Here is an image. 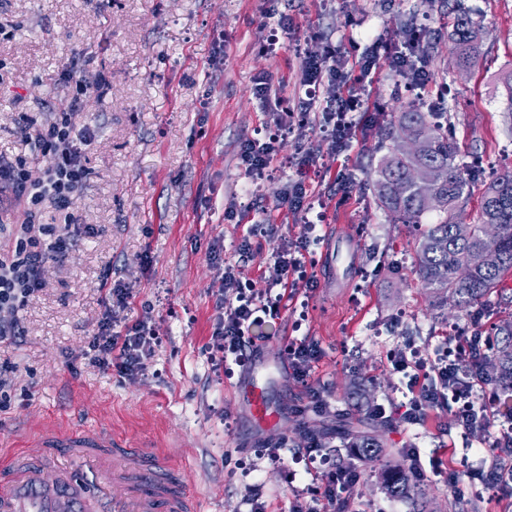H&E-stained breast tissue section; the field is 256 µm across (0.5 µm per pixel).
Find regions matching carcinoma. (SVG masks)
Returning a JSON list of instances; mask_svg holds the SVG:
<instances>
[{"instance_id": "obj_1", "label": "carcinoma", "mask_w": 512, "mask_h": 512, "mask_svg": "<svg viewBox=\"0 0 512 512\" xmlns=\"http://www.w3.org/2000/svg\"><path fill=\"white\" fill-rule=\"evenodd\" d=\"M484 32L469 12H459L449 36V58L458 68L474 66L481 56ZM443 115L422 112L412 105L392 116L388 153L378 166L376 197L379 205L404 224H420L426 213L429 190L438 196L440 220L425 225L414 243L416 272L422 287L441 304L453 297L457 312H466L499 287L512 272V170H505L481 184L478 209L466 215L474 193L467 168L458 160L459 147ZM407 138L421 150L403 154L398 145ZM497 225L496 237L485 234ZM495 262L485 261L487 254ZM496 356L493 381L512 392V317L495 328ZM336 434L351 443L362 458L376 456L380 441L354 425L352 418L336 415ZM383 489L391 496L415 500L422 495L411 470L394 467L382 474Z\"/></svg>"}]
</instances>
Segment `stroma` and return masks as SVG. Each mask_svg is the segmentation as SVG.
<instances>
[{
    "mask_svg": "<svg viewBox=\"0 0 512 512\" xmlns=\"http://www.w3.org/2000/svg\"><path fill=\"white\" fill-rule=\"evenodd\" d=\"M484 31L473 68L448 64L451 19L444 0H0V157L22 161L31 177L45 166L18 132L23 114L48 117L50 79L76 61L85 81L106 78L77 123L96 144L87 155L89 177L71 210L94 227L67 259L49 264L45 288L21 313L24 342L0 343V364L14 366L9 399L0 409V448L35 456L34 438L46 422L104 432L131 447L161 449L198 493L204 512H250L261 489L266 512H289L297 491L317 472L352 468L359 475L353 512H413L389 496L380 476L410 467L416 448L427 473V512H512V488L487 489L481 473L502 461L495 432L472 441L457 424V405L440 399L421 423L397 414L408 401L410 371L393 370V351L424 349L441 356L448 334L471 333L472 315L439 317L414 266L419 229L394 221L378 204L373 185L387 153L389 118L401 106L448 96L449 118L465 165L512 167V120L504 110L501 76L512 70V0H463ZM428 30L429 83L408 90L395 72L372 85L366 129L340 145L311 124L303 136L278 128L303 89L301 60L325 43L357 61L372 41L397 43ZM268 80L275 99L262 101L256 84ZM275 138L270 175L252 179L240 165L245 141ZM319 158L305 181L323 213L291 210L280 199L296 173L292 158ZM274 230L253 237L258 222ZM316 223L308 242L311 295L297 294L279 317L263 318L248 334L259 347L246 365L227 360L214 370L209 342L220 284L212 260L238 266L244 285L264 287L284 240ZM250 240L252 251L239 247ZM109 279L132 295L118 310L116 328L151 315L162 343L141 371L121 375L92 366L84 356L105 311L99 285ZM512 313V277L487 296L480 324L491 335ZM317 346L312 378L333 408L377 430L384 452L358 458L329 439L323 461L305 456L313 413H298L303 389L288 375L284 349ZM262 387L278 423L260 427L238 393L248 381ZM383 404L386 415L367 418ZM282 444L273 464L265 448Z\"/></svg>",
    "mask_w": 512,
    "mask_h": 512,
    "instance_id": "35a3bbf8",
    "label": "stroma"
}]
</instances>
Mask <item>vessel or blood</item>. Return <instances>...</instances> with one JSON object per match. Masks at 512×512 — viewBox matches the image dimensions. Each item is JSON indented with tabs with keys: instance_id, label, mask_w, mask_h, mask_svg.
<instances>
[{
	"instance_id": "obj_1",
	"label": "vessel or blood",
	"mask_w": 512,
	"mask_h": 512,
	"mask_svg": "<svg viewBox=\"0 0 512 512\" xmlns=\"http://www.w3.org/2000/svg\"><path fill=\"white\" fill-rule=\"evenodd\" d=\"M246 397L259 424L277 421L261 387ZM36 440L41 461L0 455V512H201L180 471L152 449L71 426L42 427Z\"/></svg>"
}]
</instances>
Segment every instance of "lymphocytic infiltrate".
Here are the masks:
<instances>
[{
	"instance_id": "1",
	"label": "lymphocytic infiltrate",
	"mask_w": 512,
	"mask_h": 512,
	"mask_svg": "<svg viewBox=\"0 0 512 512\" xmlns=\"http://www.w3.org/2000/svg\"><path fill=\"white\" fill-rule=\"evenodd\" d=\"M384 69L395 71L410 84L426 81L427 69L417 54L415 35H408L399 45L375 43L367 55L353 63L347 62L335 46H326L322 53L303 59L300 83L320 90L323 118L343 138L352 133L353 114L363 106L369 86ZM54 87L58 94L49 120L41 122L29 117L21 127L22 135L31 136L35 149L46 160L41 177L30 179L17 162L0 157V210L11 209L19 202L24 205L22 221L0 225V234L9 242L8 250L0 251V343H17L23 338L20 313L43 290L45 264L64 259L81 236L94 232L91 226L74 224L70 213L73 197L88 177L85 160L95 141L93 129L77 126L75 116L91 96L101 92L103 85L86 83L76 63L70 61L59 69ZM46 202L60 213V223H41V206ZM306 230L305 236L287 241L282 248L274 261L269 287L243 286L236 266L217 268L221 295L216 302L217 317L209 345L213 368L223 369L230 357L239 365L249 362L254 342L246 338L245 330L256 322L258 313H276L282 293L313 290L314 281L306 274L303 250L307 234L315 227L310 224ZM112 323L108 312L99 320L88 341L90 364L126 375L142 370L158 343V332L139 320L119 334L113 332ZM455 350L456 362L432 367L438 387L424 384L421 374H414L413 395L400 414L404 422L418 423L426 410L438 402L439 389L476 394L484 382L480 364L486 351L460 343ZM286 354L294 379L308 389L310 407L322 415L329 413L328 401L309 386L316 347L292 343ZM462 359L470 361V369H459ZM458 423L471 440L496 429L501 453L512 452L511 413L500 412L487 402H469L463 405ZM322 480L323 487L311 489L309 503L295 506L293 512H349V494L358 482L356 473L332 470L324 473Z\"/></svg>"
}]
</instances>
